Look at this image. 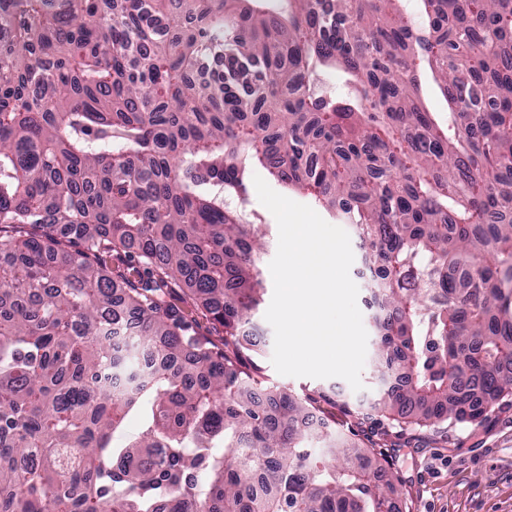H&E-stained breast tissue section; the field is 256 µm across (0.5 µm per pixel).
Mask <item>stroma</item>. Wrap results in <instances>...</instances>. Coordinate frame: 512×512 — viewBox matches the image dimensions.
<instances>
[{"label": "stroma", "mask_w": 512, "mask_h": 512, "mask_svg": "<svg viewBox=\"0 0 512 512\" xmlns=\"http://www.w3.org/2000/svg\"><path fill=\"white\" fill-rule=\"evenodd\" d=\"M244 207L256 223L267 225L268 244L258 255L264 272V301H271L273 280L269 263L277 250L278 226L274 216L248 188ZM255 321L263 353H246L242 368L269 389L298 396L319 392L339 394L345 407L321 404L316 416L334 423L340 439L364 443L383 480L401 492V512H512V403L496 409L479 425L460 424L445 430L421 429L408 434H381L361 417L378 397L373 364H365L362 390H352L343 379L283 376L271 363L274 332L257 311Z\"/></svg>", "instance_id": "stroma-1"}]
</instances>
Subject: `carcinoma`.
Wrapping results in <instances>:
<instances>
[{
	"label": "carcinoma",
	"instance_id": "carcinoma-1",
	"mask_svg": "<svg viewBox=\"0 0 512 512\" xmlns=\"http://www.w3.org/2000/svg\"><path fill=\"white\" fill-rule=\"evenodd\" d=\"M173 2L0 0V512H399L368 449L303 447L315 398L240 369L266 231L226 200L260 166L339 206L379 409L486 420L512 397V0H422L421 34L402 0ZM327 68L350 97L316 94ZM174 285L224 347L188 334ZM115 301L137 318L120 360ZM422 79V99L428 112L441 116L448 112V103L434 82L430 72H424Z\"/></svg>",
	"mask_w": 512,
	"mask_h": 512
}]
</instances>
